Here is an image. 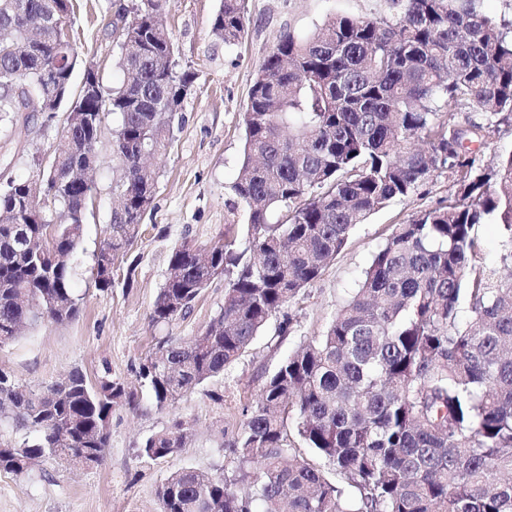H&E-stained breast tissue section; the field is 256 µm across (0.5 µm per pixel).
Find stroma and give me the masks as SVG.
<instances>
[{
	"label": "stroma",
	"instance_id": "stroma-1",
	"mask_svg": "<svg viewBox=\"0 0 512 512\" xmlns=\"http://www.w3.org/2000/svg\"><path fill=\"white\" fill-rule=\"evenodd\" d=\"M131 5L132 0H75L71 25L77 52L95 64L110 87L122 85L126 74L108 22ZM218 6L219 0H168L162 16L179 64L194 71L197 80L173 124L167 150L151 161L158 188L141 219L145 231L130 252L132 286L119 281L104 293L89 280L109 222L112 183L120 173L112 159L115 120L109 116L96 146L94 205L77 256L80 315L62 326L26 330L0 348V367L21 385L55 382L77 367L92 383L104 377L123 381L135 392L137 405L113 410L109 448L99 467L71 470L50 461L25 477L0 473V512H158L156 491L171 471L191 468L215 474L230 469L226 436L237 430L241 407L256 393L262 376L321 333L357 288L394 225L451 193L446 175L436 176L357 225L320 279L290 306L292 325L286 335H277L280 319L272 317L269 328L224 375L200 385L174 407L158 408L136 376L141 359L159 337L187 341L200 334L224 302V280L218 277L187 319L164 328L151 325L152 304L165 281L171 249L182 243L211 246L223 240L229 225L239 239L247 237L243 215H230L229 205L243 158L245 104L255 72L286 35L311 33L338 15L376 17L389 11L388 0H247L244 37L229 49L212 33ZM63 142L58 122L47 121L42 112L29 113L14 137L0 139V178L32 177L30 157ZM176 417L191 426L186 448L162 463L138 460L141 441L165 430Z\"/></svg>",
	"mask_w": 512,
	"mask_h": 512
}]
</instances>
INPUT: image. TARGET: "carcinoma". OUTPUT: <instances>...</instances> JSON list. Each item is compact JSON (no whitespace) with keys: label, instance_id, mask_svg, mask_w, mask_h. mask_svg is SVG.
I'll list each match as a JSON object with an SVG mask.
<instances>
[{"label":"carcinoma","instance_id":"cac0c4a2","mask_svg":"<svg viewBox=\"0 0 512 512\" xmlns=\"http://www.w3.org/2000/svg\"><path fill=\"white\" fill-rule=\"evenodd\" d=\"M483 3L391 0L389 16L334 17L289 34L259 66L232 185L247 243L229 227L202 253L172 249L152 324L188 318L214 268L224 304L191 341L165 336L140 362L158 407L237 362L369 216L436 174L453 191L396 225L325 330L264 377L227 442L231 471L171 472L159 512H512V151L489 166L470 148L512 118V19ZM165 4L140 0L124 27L113 25L127 81L101 84L100 101L81 104L95 109L92 121L77 123L67 104L50 109V120L65 113L64 138L87 150L55 153L32 178L0 185V347L26 326L79 316L74 260L94 195L74 168L93 165L109 113L121 174L92 268L97 290L114 288L142 235L157 179L140 156L167 148L171 113L196 80L178 68L158 20ZM72 12V0H0V133L12 132L22 101L63 90L73 99ZM245 13L246 0H221L214 36L237 45ZM34 201L59 219L53 234L47 222L15 220ZM478 224L502 228L495 262L481 253ZM120 405L135 406V393L116 380L91 384L78 368L38 388L0 369V421L24 431L0 437V472L23 476L47 459L102 465ZM290 425L328 470L300 456ZM187 439L176 419L137 458L165 460Z\"/></svg>","mask_w":512,"mask_h":512}]
</instances>
